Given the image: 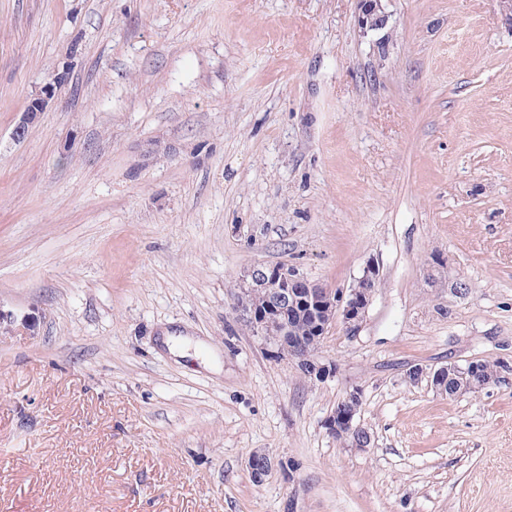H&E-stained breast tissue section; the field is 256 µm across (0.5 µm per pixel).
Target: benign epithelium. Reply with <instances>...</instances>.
Wrapping results in <instances>:
<instances>
[{"instance_id": "7a95c632", "label": "benign epithelium", "mask_w": 512, "mask_h": 512, "mask_svg": "<svg viewBox=\"0 0 512 512\" xmlns=\"http://www.w3.org/2000/svg\"><path fill=\"white\" fill-rule=\"evenodd\" d=\"M358 23L366 32L384 30L388 24V15L383 0H359ZM68 79L69 67L65 66L57 71L40 93L29 101L19 125L33 123L37 115L55 98L57 91L68 83ZM378 275V267L367 265L354 288L344 293L313 283L288 267L254 265L239 277L235 304L238 319L252 325L257 334L283 343L288 347V358L296 361L304 373L322 381L330 375V369L317 358V350L324 334L337 321L343 324L348 333H355L370 304L378 283ZM258 288L265 291L267 298V306L263 311L252 305L253 294ZM292 307L312 320L315 335L307 338L289 335L287 326L281 320V313ZM478 365L477 361H469L463 365L454 363L453 375L450 374L449 367H441L431 373V384L444 386L455 376L469 384ZM360 404L359 390L347 393L338 402V412H333L326 418L325 427L331 433L336 430V422H341L354 435L353 444L364 449L370 441V434L356 423V410ZM248 465L253 479L259 481L271 469L272 460L267 454L256 452L251 456Z\"/></svg>"}]
</instances>
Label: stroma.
Instances as JSON below:
<instances>
[{
    "mask_svg": "<svg viewBox=\"0 0 512 512\" xmlns=\"http://www.w3.org/2000/svg\"><path fill=\"white\" fill-rule=\"evenodd\" d=\"M385 9L382 48L358 0H0V512H512V27ZM256 263L378 267L335 375L239 322ZM68 79V66H63L61 71L57 70L52 79L42 87L40 93L29 101L17 126H28L33 123L37 115L43 112L55 98L57 91L68 83ZM479 365V374L476 378H474L475 385H472L473 388L471 390L464 391L466 394H479L483 389L492 384L496 383L499 379V369L501 366L499 363L483 361L479 363L478 361H468L465 365L452 364V368L455 371V376L462 380L465 384H471L474 373L477 371V366ZM450 366L441 367L431 373V384L434 389L437 390V385H441V394L446 395L444 391V387L448 382V396L452 395V385L451 381L453 375L449 372ZM482 383V384H481ZM437 384V385H436ZM480 384V385H479ZM483 384H486V387H482ZM361 393L359 390L355 389L351 392H348L342 400L338 402V411L336 413V409L326 418L325 427L327 431L332 434L334 430L336 432L333 436L336 440L342 443H351L352 435H354L353 444L360 448H367V445L371 439L370 434L367 430L360 427L356 423V410L359 408L361 404ZM336 414L340 418V422H338V427L336 429ZM344 428H343V427ZM347 428L349 432L345 429Z\"/></svg>",
    "mask_w": 512,
    "mask_h": 512,
    "instance_id": "1",
    "label": "stroma"
}]
</instances>
